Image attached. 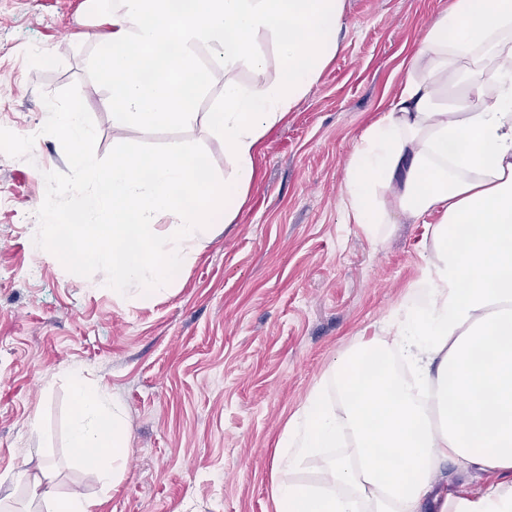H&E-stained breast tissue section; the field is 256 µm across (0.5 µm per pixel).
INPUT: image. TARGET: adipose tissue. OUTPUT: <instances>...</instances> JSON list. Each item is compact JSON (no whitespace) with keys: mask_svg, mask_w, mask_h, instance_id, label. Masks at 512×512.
<instances>
[{"mask_svg":"<svg viewBox=\"0 0 512 512\" xmlns=\"http://www.w3.org/2000/svg\"><path fill=\"white\" fill-rule=\"evenodd\" d=\"M340 205L372 243L396 217H435L418 303L346 350L288 419L271 482L276 512H512V0H453L348 160ZM396 354L408 369L369 368ZM74 463L111 491L127 456L124 416L70 368ZM350 444L351 453L334 455ZM324 456L307 484L281 479ZM488 476L437 488L446 462ZM44 512H95L21 471Z\"/></svg>","mask_w":512,"mask_h":512,"instance_id":"obj_1","label":"adipose tissue"}]
</instances>
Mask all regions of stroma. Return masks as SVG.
<instances>
[{
  "mask_svg": "<svg viewBox=\"0 0 512 512\" xmlns=\"http://www.w3.org/2000/svg\"><path fill=\"white\" fill-rule=\"evenodd\" d=\"M451 0H346L335 58L258 144L246 204L167 294L134 300L70 273L34 243L45 172L68 163L42 134V93L78 85L97 154L121 142L201 144L230 172L203 116L182 133L116 130L87 60L111 27L89 0H0V127L40 131L30 158L0 152V497L26 505L19 467L54 465L52 485L101 498L98 512H275L269 488L279 434L337 356L378 334L417 298L429 225L382 228L380 246L343 221L347 160L405 77V60ZM80 367L125 415L128 458L108 495L72 462L68 431ZM41 428L31 432L32 416Z\"/></svg>",
  "mask_w": 512,
  "mask_h": 512,
  "instance_id": "35a3bbf8",
  "label": "stroma"
}]
</instances>
